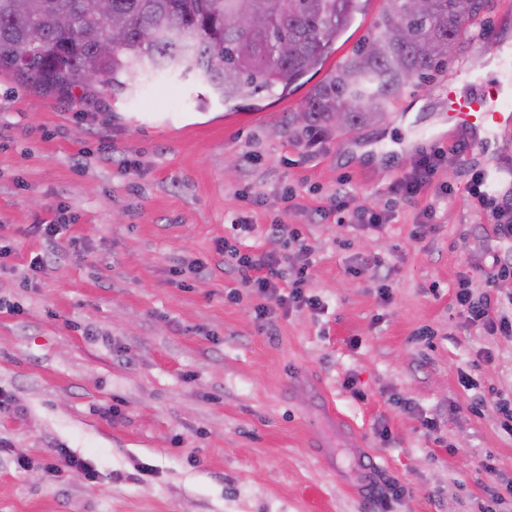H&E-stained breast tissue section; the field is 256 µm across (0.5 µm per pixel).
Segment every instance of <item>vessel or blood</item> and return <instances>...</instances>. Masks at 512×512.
Masks as SVG:
<instances>
[{"instance_id": "b4317fda", "label": "vessel or blood", "mask_w": 512, "mask_h": 512, "mask_svg": "<svg viewBox=\"0 0 512 512\" xmlns=\"http://www.w3.org/2000/svg\"><path fill=\"white\" fill-rule=\"evenodd\" d=\"M497 63L503 74L512 73V60L504 53L497 37H489L486 47L479 53L474 63L475 71H482L489 63ZM507 83L490 82L476 78L471 89L466 92L448 87V123L469 130L473 136V146L495 136L497 130L512 128V104L506 103Z\"/></svg>"}]
</instances>
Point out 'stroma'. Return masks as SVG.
Masks as SVG:
<instances>
[{"instance_id": "35a3bbf8", "label": "stroma", "mask_w": 512, "mask_h": 512, "mask_svg": "<svg viewBox=\"0 0 512 512\" xmlns=\"http://www.w3.org/2000/svg\"><path fill=\"white\" fill-rule=\"evenodd\" d=\"M386 6L369 0L287 95L239 111L200 107L207 88L193 73L93 102L0 71V234L15 247L0 264V391L11 398L0 512H367L340 458L376 461L405 484L391 512H512V436L487 401L512 398V339L471 326L453 297L461 272L484 285L501 248L465 185L482 169L496 194L512 190V132L470 148L447 127L444 94L450 82L470 89L487 34L512 42V0H486L447 67L408 81L382 121L314 143L288 126ZM435 149L446 153L435 181L452 192L438 231L416 244L434 191L404 201L389 186ZM343 177L355 203L394 213L383 233L354 227L347 210L319 218ZM237 217L252 226L248 246L266 244L271 220L302 225L318 247L309 287L327 312L260 325L254 298L226 302L240 283L216 264L193 289L171 283L170 268L212 257ZM34 224L66 225L85 257L47 246ZM36 253L46 265L34 274ZM375 257L390 269L385 307L371 272H349ZM465 373L476 388H463ZM350 375L366 401L345 387ZM59 448L90 460L97 483L46 474L39 463ZM17 455L32 468L16 469Z\"/></svg>"}]
</instances>
